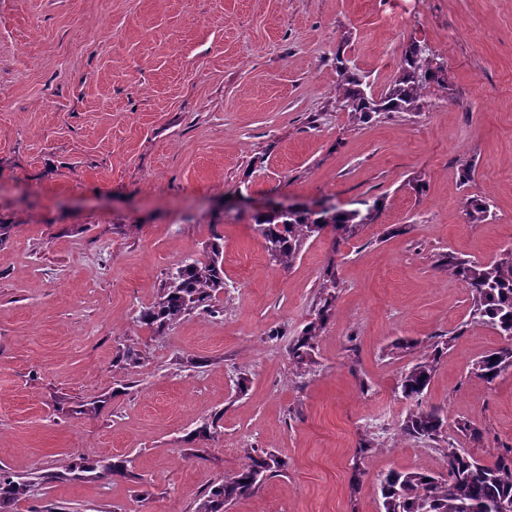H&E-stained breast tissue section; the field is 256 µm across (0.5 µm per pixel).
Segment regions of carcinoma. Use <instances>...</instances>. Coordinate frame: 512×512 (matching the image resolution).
<instances>
[{
    "label": "carcinoma",
    "instance_id": "cac0c4a2",
    "mask_svg": "<svg viewBox=\"0 0 512 512\" xmlns=\"http://www.w3.org/2000/svg\"><path fill=\"white\" fill-rule=\"evenodd\" d=\"M340 82L336 88V106L354 120L367 123L375 115L391 112H416L421 108L423 91L439 83L445 62L437 60L425 44L413 42L406 48L400 66L388 87L375 96L367 92L365 75L350 69L336 59ZM469 216L483 221L493 207L489 198L474 197L468 201ZM380 200L366 209L345 210L332 204L318 208L261 209L251 220L264 239L268 254L283 266L291 265L305 241L325 229L335 239H346L354 229L373 221ZM448 270L464 283L472 297V321L493 330L503 345L483 355L475 365L477 375L487 383L512 368V253L490 263L448 257ZM338 282L330 267L321 284L322 305L298 333L290 347V356L299 369L312 363L318 336L331 315L336 301ZM224 289V252L218 241L210 244L206 259L184 260L176 276L167 282L158 299L143 308L135 322L154 333L163 334L170 325L193 310L210 314L213 294ZM448 341L434 344L401 375L402 398L415 403L403 421L401 434L422 441H435L442 436L443 418L435 410H423L419 400L427 391ZM445 467L441 472L428 469L415 471L389 470L378 478L384 512H499L497 507L512 505V448H505L492 464H486L459 443H448L443 450ZM285 466L273 454L249 457V462L224 482L214 485L196 512H224L227 504L250 495L268 475ZM77 479L124 476L127 460L117 456L108 459L80 457L68 466ZM31 482L17 479L0 468V512L30 491Z\"/></svg>",
    "mask_w": 512,
    "mask_h": 512
}]
</instances>
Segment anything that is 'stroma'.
Listing matches in <instances>:
<instances>
[{
  "label": "stroma",
  "mask_w": 512,
  "mask_h": 512,
  "mask_svg": "<svg viewBox=\"0 0 512 512\" xmlns=\"http://www.w3.org/2000/svg\"><path fill=\"white\" fill-rule=\"evenodd\" d=\"M416 41L446 63L421 111H336L337 61L378 94ZM288 200L383 206L284 267L249 210ZM0 222V468L35 482L11 512H196L263 452L284 468L227 512H382L381 473L442 469L441 443L399 431L401 375L439 341L422 409L450 441L471 421L484 462L512 447V372H473L502 339L442 265L512 251V0H0ZM216 235V313L136 326ZM331 260L335 308L300 371L289 348ZM79 456L128 473L75 478Z\"/></svg>",
  "instance_id": "1"
}]
</instances>
